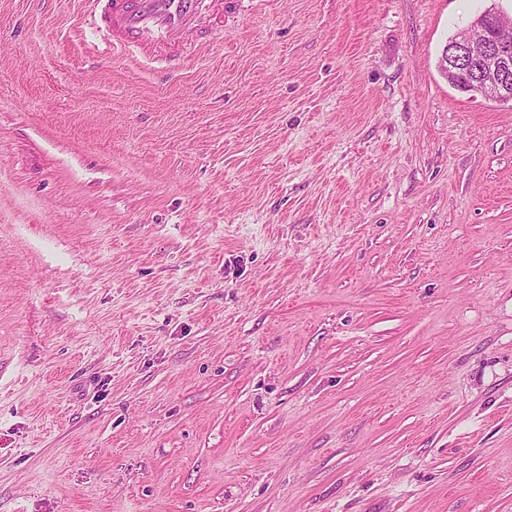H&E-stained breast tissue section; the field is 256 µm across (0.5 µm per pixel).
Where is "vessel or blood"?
Here are the masks:
<instances>
[{
  "label": "vessel or blood",
  "mask_w": 512,
  "mask_h": 512,
  "mask_svg": "<svg viewBox=\"0 0 512 512\" xmlns=\"http://www.w3.org/2000/svg\"><path fill=\"white\" fill-rule=\"evenodd\" d=\"M224 0H87L101 13V32L113 44L160 53L176 60L180 40L202 27L203 20Z\"/></svg>",
  "instance_id": "1"
}]
</instances>
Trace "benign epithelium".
Masks as SVG:
<instances>
[{
  "label": "benign epithelium",
  "mask_w": 512,
  "mask_h": 512,
  "mask_svg": "<svg viewBox=\"0 0 512 512\" xmlns=\"http://www.w3.org/2000/svg\"><path fill=\"white\" fill-rule=\"evenodd\" d=\"M512 16L486 10L465 29L468 38L454 39L440 57V69L465 92L512 103Z\"/></svg>",
  "instance_id": "1"
}]
</instances>
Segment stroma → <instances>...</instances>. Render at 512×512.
Here are the masks:
<instances>
[{"label":"stroma","instance_id":"1","mask_svg":"<svg viewBox=\"0 0 512 512\" xmlns=\"http://www.w3.org/2000/svg\"><path fill=\"white\" fill-rule=\"evenodd\" d=\"M512 0H224L181 70L0 0V512H512ZM507 31H512V16L492 9L484 11L465 29L478 47L470 38L457 35L449 51L443 50L440 69L465 92L512 104V41L501 36ZM468 63L481 65L477 78L470 79L466 74L464 65Z\"/></svg>","mask_w":512,"mask_h":512}]
</instances>
